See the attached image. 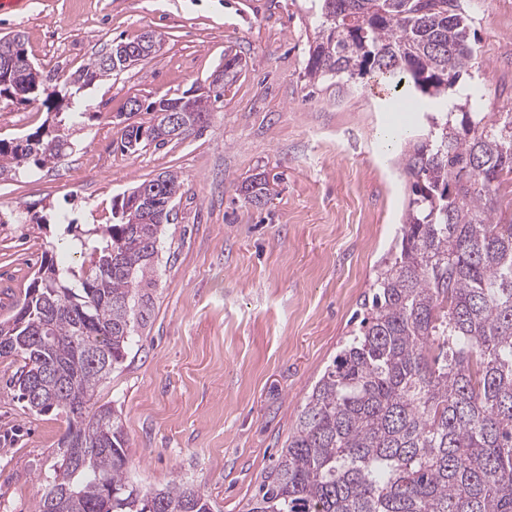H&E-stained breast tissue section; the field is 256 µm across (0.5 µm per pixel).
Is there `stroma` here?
Masks as SVG:
<instances>
[{"mask_svg":"<svg viewBox=\"0 0 512 512\" xmlns=\"http://www.w3.org/2000/svg\"><path fill=\"white\" fill-rule=\"evenodd\" d=\"M477 43L472 82L484 112L512 106V27L497 0H460ZM318 0H23L0 13V37L23 34L43 73H70L147 30L156 55L77 95L86 117L62 125L61 165L32 164L0 180V321L13 316L45 259L80 229L108 224L112 201L170 171L183 186L164 225L133 344L99 387L117 411L132 475L162 488L201 486L218 512H246L315 383L359 329L377 267L398 242L409 183L382 127L424 129L434 100L395 109L396 94L364 78L303 76ZM243 66L204 129L139 153L120 149L131 100L199 93L224 62ZM41 102L0 101V139L40 130ZM261 173V204L241 190ZM21 365L0 357V512H34L68 421L36 413L10 385Z\"/></svg>","mask_w":512,"mask_h":512,"instance_id":"stroma-1","label":"stroma"}]
</instances>
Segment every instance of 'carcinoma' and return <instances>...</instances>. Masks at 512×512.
Segmentation results:
<instances>
[{
    "instance_id": "1",
    "label": "carcinoma",
    "mask_w": 512,
    "mask_h": 512,
    "mask_svg": "<svg viewBox=\"0 0 512 512\" xmlns=\"http://www.w3.org/2000/svg\"><path fill=\"white\" fill-rule=\"evenodd\" d=\"M316 36L304 77L350 81L368 75L448 103H470L460 85L476 48L458 0H319ZM15 56L0 72V100L75 101L77 89L127 69L102 55L63 83L29 65L23 36L0 38ZM224 86L196 97L209 114ZM434 129L409 130L403 171L412 197L400 244L372 284L371 307L315 384L294 432L247 512H512V214L499 189L512 178V112L436 113ZM140 128L123 127L121 150ZM71 142L50 130L0 140V179L28 159L58 165ZM159 190L130 206L113 203L112 223L80 241L89 257L75 269L48 260L28 289L24 318L0 321V357L22 358V388L52 366L28 407L68 416L59 448L73 469L68 487L46 488L34 512H214L200 487L182 478L162 489L136 484L127 470L124 432L100 385L120 363L143 319L142 284L152 283L168 197L182 182L157 176ZM254 178L245 199L261 201Z\"/></svg>"
}]
</instances>
